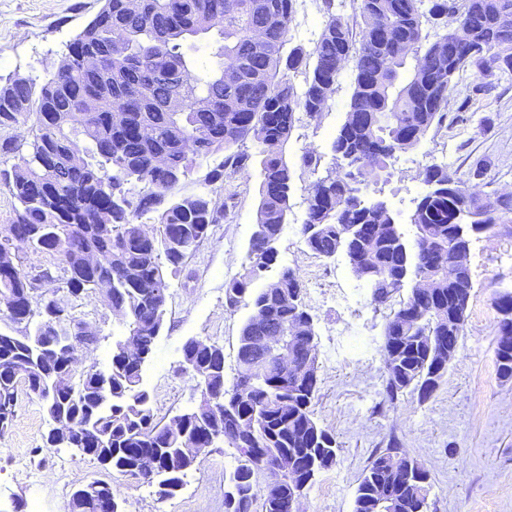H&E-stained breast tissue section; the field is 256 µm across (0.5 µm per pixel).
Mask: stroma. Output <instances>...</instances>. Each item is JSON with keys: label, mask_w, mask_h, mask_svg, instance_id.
<instances>
[{"label": "stroma", "mask_w": 512, "mask_h": 512, "mask_svg": "<svg viewBox=\"0 0 512 512\" xmlns=\"http://www.w3.org/2000/svg\"><path fill=\"white\" fill-rule=\"evenodd\" d=\"M100 6V0H0V85L17 76L42 82ZM350 93V84H342L324 112L301 117L285 147L290 159L305 148L324 153L319 166L294 169L293 208L278 264L297 269L306 287L322 380L315 413L341 445L336 464L307 489L302 510L352 512L364 467L394 438L434 479L430 512H512V381L496 374L492 305L499 287L512 286V224L502 225L496 237L471 242L473 289L466 334L436 395L424 404L410 395L388 402L382 352L385 310L375 308L344 257L327 263L308 251L296 233L312 183L332 167L327 151ZM470 109L486 117L485 128L455 121L447 129L429 131L421 147L392 170L382 200L407 209L429 156L443 154L462 171L474 159H486L480 190L512 191V84L474 96ZM259 183L260 169L255 166L219 190L216 200L226 203V219L199 244L185 273L170 279L165 327L143 374L157 418L195 401L182 366V346L188 338L216 342L224 349L228 369L236 367L240 329L250 309L242 305L226 310L224 283L242 271L255 229ZM72 306L75 316L98 330L89 360L110 358L122 326L99 298H76ZM17 395L15 416L0 433V512H11L18 501L23 512H32L36 495L43 512H68L72 491L97 480L123 492L126 512H224V473L231 468L234 449L220 443L207 449L199 468L188 472L183 489L163 499L156 487L110 472L73 449L47 447L53 424L41 402L22 382Z\"/></svg>", "instance_id": "35a3bbf8"}]
</instances>
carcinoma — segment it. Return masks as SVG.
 Returning a JSON list of instances; mask_svg holds the SVG:
<instances>
[{
    "label": "carcinoma",
    "instance_id": "cac0c4a2",
    "mask_svg": "<svg viewBox=\"0 0 512 512\" xmlns=\"http://www.w3.org/2000/svg\"><path fill=\"white\" fill-rule=\"evenodd\" d=\"M298 0H104L66 45L50 77L38 84L15 78L0 86V157L20 154V163L0 171L16 199V218L0 236V431L10 424L23 381L47 416L91 441L93 460L107 454L112 471L137 476L144 455L165 475L156 485L163 498L183 488L199 463L182 457V444L206 446L223 428V442L239 465L224 477V512H297L296 498L311 483L300 476L336 463V434L316 419L320 392L316 328L300 275L284 268L274 288L253 284L278 261L284 224L291 211L293 169L284 157L299 110L314 118L332 100L344 74L352 94L344 120L330 143L337 169L318 178L307 196L298 233L318 258L340 251L356 269L371 260L363 286L371 302L389 310L383 330L386 395L395 401L415 394L429 401L448 374L465 336L473 288L470 275L448 278L457 254L459 227L468 236L491 238L512 223V196H491L473 181L485 174L483 159L460 175L431 160L419 174L420 190L407 214L375 198L382 173L421 145L427 132L447 126L448 101L465 71L486 81L475 92L512 80V31L499 25L512 17V0H359V37L341 16L345 0H322L323 26L312 50L290 46V23ZM122 23L123 33H113ZM264 23L267 41L257 51L252 31ZM444 32L429 39L427 25ZM470 34L462 47L454 33ZM216 32V61L209 66L184 50L186 42ZM97 56L94 69L84 61ZM237 78L224 81L225 64ZM176 70L181 79L153 74ZM305 72L301 86L294 76ZM210 100L208 111L196 108ZM122 113L115 121L113 113ZM32 122L27 144L12 135ZM152 135L144 138L140 130ZM252 143L255 151L247 149ZM223 160L205 175L215 190L254 164L261 181L256 229L244 273L224 284L225 307L244 302L237 352V377L227 385L224 351L207 338L185 351L199 400L193 407L156 421L142 369L164 324L168 277L183 271L213 227L226 217L209 194H181L182 183L200 161ZM409 224L411 233L403 230ZM58 258L62 287L34 274L11 247ZM427 279L431 288L418 282ZM108 298L124 327L107 369L92 362L74 375L50 342L83 335L90 322L74 316L66 295ZM494 349L496 373L512 380V289L498 290ZM274 332L293 350L304 373L270 366L277 353L261 352L254 337ZM434 482L414 457H399L392 440L364 469L353 512L428 507ZM81 491L94 507L69 501V512H125L121 490Z\"/></svg>",
    "mask_w": 512,
    "mask_h": 512
}]
</instances>
